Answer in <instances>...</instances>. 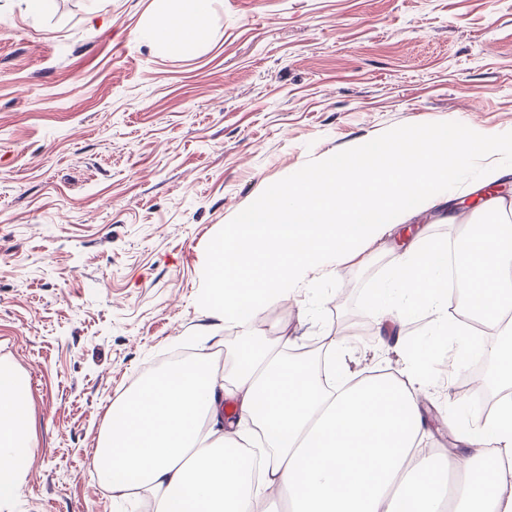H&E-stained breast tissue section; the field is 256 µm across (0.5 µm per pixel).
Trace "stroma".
Returning <instances> with one entry per match:
<instances>
[{"mask_svg": "<svg viewBox=\"0 0 512 512\" xmlns=\"http://www.w3.org/2000/svg\"><path fill=\"white\" fill-rule=\"evenodd\" d=\"M186 0H0V365L23 379L32 453L0 512H147L91 466L109 410L174 351L224 372L231 337L315 345L340 335L358 372L402 368L373 335L374 288L413 236L387 227L340 269L309 273L273 311L225 322L197 302L211 238L270 184L390 128L441 121L512 131V0H209L191 53L153 37ZM337 333V332H336ZM473 362L431 376V447Z\"/></svg>", "mask_w": 512, "mask_h": 512, "instance_id": "35a3bbf8", "label": "stroma"}]
</instances>
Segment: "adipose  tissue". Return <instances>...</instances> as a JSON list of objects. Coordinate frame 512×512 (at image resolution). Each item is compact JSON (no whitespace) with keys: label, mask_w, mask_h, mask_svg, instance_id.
<instances>
[{"label":"adipose tissue","mask_w":512,"mask_h":512,"mask_svg":"<svg viewBox=\"0 0 512 512\" xmlns=\"http://www.w3.org/2000/svg\"><path fill=\"white\" fill-rule=\"evenodd\" d=\"M195 2L159 14L153 35L189 50L207 21L208 0ZM458 245L468 304L502 339L495 357L505 394L489 416L468 415L455 456L425 446L427 377L351 372L334 357L335 337L323 336L321 365L270 346L244 355L223 380L199 359L143 377L113 403L94 470L114 496H148L152 512H270L279 491L288 512H512V466L491 453L512 455V223H470ZM447 253V242L414 237L393 268L407 304L372 296L378 338L416 313L431 316L435 337L417 349L401 344L402 356L433 357L446 335L467 349L481 344L448 320ZM228 411L232 429L217 434ZM29 449L24 385L0 366V505L18 493Z\"/></svg>","instance_id":"obj_1"}]
</instances>
